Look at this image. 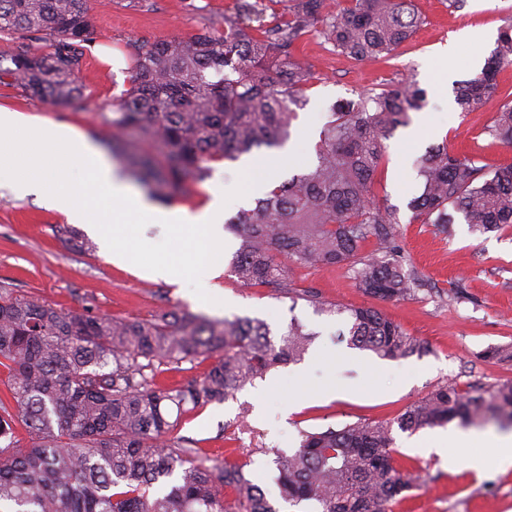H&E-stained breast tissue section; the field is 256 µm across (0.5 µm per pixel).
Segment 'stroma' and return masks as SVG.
<instances>
[{"instance_id": "35a3bbf8", "label": "stroma", "mask_w": 512, "mask_h": 512, "mask_svg": "<svg viewBox=\"0 0 512 512\" xmlns=\"http://www.w3.org/2000/svg\"><path fill=\"white\" fill-rule=\"evenodd\" d=\"M424 23L413 39L389 61L357 62L336 52L321 32L308 33L295 53L311 71L308 104L293 121L283 149L268 151L279 163L278 180H286L315 160V146L330 117V106L358 93L381 91L404 79L427 92L410 127L388 140L372 194L376 202L399 211L404 256L422 279L414 296L384 301L357 287L352 266L295 267L292 288L309 291L338 305L374 307L424 342L423 356L382 359L335 342V318L316 315L306 300L291 301L266 286H241L230 271L239 241L225 234L220 245L204 244L200 255L177 279H153L112 262L92 226L78 230L89 241L85 252L69 250L55 229L66 218L39 193L16 194L0 187V282L20 293L46 300L57 309L91 311L114 318H147L164 309H181L212 319L247 316L279 328L298 318L316 337L300 363L269 372L232 398L184 414L174 436L191 441L200 460L225 459L244 465L280 512H314L311 501H284L273 480L274 450L293 452L301 434L340 428L359 420L390 419L448 380L464 389L489 388L512 379L511 360H488L492 349L512 350V227L471 231L456 220L450 233L413 220L409 200L419 191L415 161L432 145L466 156L494 170L512 164V148L489 133L503 101L492 97L460 111L458 83L480 72L500 30L512 25V0H466L453 9L448 0H414ZM236 0H90L98 31L82 48L80 103L48 104L23 89L0 82V106L23 112L33 125L44 122L75 128L106 146L109 130L98 114L130 86L132 45L187 38L208 23H223ZM448 68L435 67L440 50ZM425 126L419 139L410 129ZM292 161L281 162L283 152ZM224 187V215L254 205L246 186L244 161L215 163L210 179L191 184L166 207L196 209L213 184ZM209 278L223 294V306L195 299L198 278ZM300 404L287 408L288 399ZM433 429L408 435L395 432L401 468L420 467L427 483L398 505L396 512H512V468L497 467L495 444L485 448H441ZM488 457L482 476L468 467L471 457Z\"/></svg>"}]
</instances>
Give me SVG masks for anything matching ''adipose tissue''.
Returning a JSON list of instances; mask_svg holds the SVG:
<instances>
[{
  "label": "adipose tissue",
  "mask_w": 512,
  "mask_h": 512,
  "mask_svg": "<svg viewBox=\"0 0 512 512\" xmlns=\"http://www.w3.org/2000/svg\"><path fill=\"white\" fill-rule=\"evenodd\" d=\"M22 112L0 107V153L11 155L12 167L0 170V184L21 191L41 190L52 205L75 224H93L113 261L153 278H172L186 268L183 247L223 239L224 195L213 190L204 208L163 211L137 195L99 146L81 131L46 124L28 131ZM165 220L180 248L154 260L140 234L141 220Z\"/></svg>",
  "instance_id": "obj_1"
}]
</instances>
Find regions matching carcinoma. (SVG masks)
I'll use <instances>...</instances> for the list:
<instances>
[{
    "label": "carcinoma",
    "mask_w": 512,
    "mask_h": 512,
    "mask_svg": "<svg viewBox=\"0 0 512 512\" xmlns=\"http://www.w3.org/2000/svg\"><path fill=\"white\" fill-rule=\"evenodd\" d=\"M280 4L286 18L268 24L266 11ZM90 10L89 0H0V33L40 34L54 46L25 49L0 73L48 103L78 101L79 47L96 35ZM420 24L413 0H345L336 12L326 0H237L222 29L134 45L131 85L112 103L114 115L101 113L112 153L136 141L126 154L132 176L168 201L207 179L211 163L289 138L311 79L294 49L309 32L321 28L336 50L364 61L392 55ZM507 66L512 26L499 32L480 73L457 88L461 111L495 94ZM425 101L426 90L410 81L333 103L316 161L224 225L240 240L230 267L237 280L288 292L284 256L300 267L350 263L358 288L381 300L412 296L421 280L403 260L398 210L376 203L371 185L387 140ZM489 133L512 144V100ZM416 169L419 194L407 204L414 221L446 231L459 216L480 233L512 226L511 165L489 174L438 146ZM57 235L71 249L88 246L68 225ZM368 243L374 249L366 253ZM306 298L316 313L344 323L351 348L384 359L425 352L376 308ZM313 336L295 318L274 331L256 318L188 311L128 319L64 313L0 284V367L12 400L0 401V512H279L244 466L194 460L196 449L170 437L172 416L298 363ZM212 356L203 378L157 386L158 368ZM491 419L512 423V380L474 391L450 380L392 420L304 432L294 452L274 451L280 495L313 500L318 512H395L424 477L397 468L394 429ZM19 424L31 437L25 447L15 439Z\"/></svg>",
    "instance_id": "cac0c4a2"
}]
</instances>
